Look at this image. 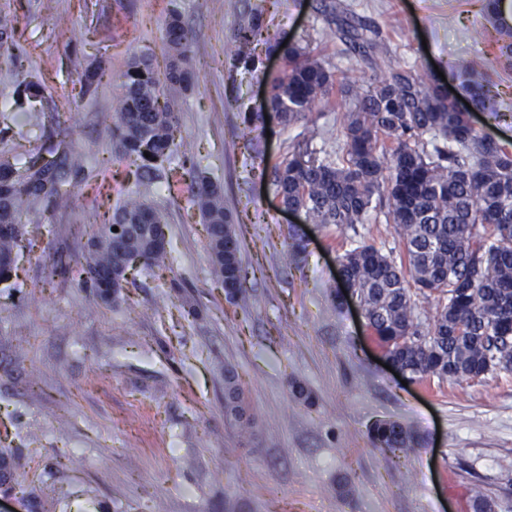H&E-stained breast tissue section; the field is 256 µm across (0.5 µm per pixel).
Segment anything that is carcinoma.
Instances as JSON below:
<instances>
[{
    "instance_id": "obj_1",
    "label": "carcinoma",
    "mask_w": 512,
    "mask_h": 512,
    "mask_svg": "<svg viewBox=\"0 0 512 512\" xmlns=\"http://www.w3.org/2000/svg\"><path fill=\"white\" fill-rule=\"evenodd\" d=\"M496 2L489 0L485 22L473 26L469 38L481 43L494 29L507 38L499 50L512 67V27ZM322 13L326 25L320 39H338L359 51L372 76L366 81L339 77L308 44H269L286 68L271 80L266 114L246 116L248 124L269 121L286 128L320 104L345 109L336 155L319 158L298 150L282 156L271 169L275 194L307 222L334 224L342 231L387 207L386 220L397 226L406 262L360 245L340 255L338 263L384 353L411 377L472 379L495 366L512 371V149L486 146L468 113L433 73L393 68L373 27L355 24L333 4L324 5ZM262 37L257 4L240 17L224 45L225 63L233 70H256L260 60L252 47ZM166 42L171 53L166 73L159 75L147 54L133 58L121 96L102 122L121 155L137 165L138 184L186 185L206 226L213 268L226 294L235 298L242 277L240 247L223 193L200 170L178 178L170 167L183 140L176 137L174 112L161 98L165 90L186 88L194 80L189 33L176 12ZM482 69L483 59L475 56L449 72L461 94L480 109L491 100L489 86L476 79ZM41 121L60 135L47 149L50 158L39 150L0 151V282L16 270L24 216L38 206L69 208L74 199L69 173L83 164L66 141L62 114L46 112ZM131 253L151 269L166 264L164 214L141 197L116 208L112 219L92 232L79 260L85 282L101 301L120 294ZM411 281L422 292L446 299L425 333L409 293ZM225 410L242 425L251 424L230 371L225 372ZM369 436L392 452L416 442L408 428L393 421L375 423Z\"/></svg>"
}]
</instances>
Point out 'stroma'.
Here are the masks:
<instances>
[{"mask_svg": "<svg viewBox=\"0 0 512 512\" xmlns=\"http://www.w3.org/2000/svg\"><path fill=\"white\" fill-rule=\"evenodd\" d=\"M255 0H0L15 29L19 78L35 76L41 98L16 105L0 82V150L47 148L40 112L72 110L73 206L51 219L30 213L35 246L20 253L11 286L0 283V457L13 476L0 512H473L481 492L512 512V372L469 380L435 376L401 383L337 258L371 244L395 261L404 246L383 213L342 232L312 225L279 204L263 174L298 133L337 151L343 112L319 106L294 127H246L264 107L281 55L230 77L224 44L238 12ZM375 25L394 66L448 72L476 52L494 94L474 127L512 147V72L495 43L474 45L485 0H340ZM322 0H267L266 37L301 42L323 25ZM191 37L194 87L176 94L187 150L177 171L200 167L236 219L246 300H229L213 271L207 234L184 186L144 197L166 216L169 266L135 271L117 301L98 300L76 261L92 225L136 188L134 165L98 121L122 92L134 56L157 69L169 58L171 8ZM96 89L77 108L68 96L86 71ZM300 240L304 251L289 248ZM232 369L253 424L241 433L224 413ZM313 396L304 404L294 385ZM396 421L422 446L399 454L375 447L371 426Z\"/></svg>", "mask_w": 512, "mask_h": 512, "instance_id": "1", "label": "stroma"}]
</instances>
